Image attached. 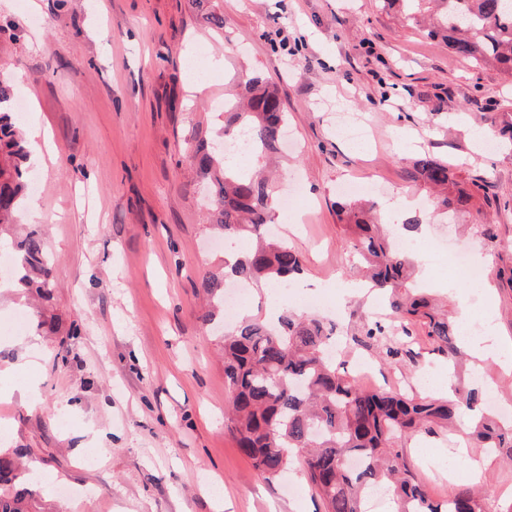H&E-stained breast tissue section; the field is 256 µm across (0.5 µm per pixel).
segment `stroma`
Instances as JSON below:
<instances>
[{
	"label": "stroma",
	"mask_w": 512,
	"mask_h": 512,
	"mask_svg": "<svg viewBox=\"0 0 512 512\" xmlns=\"http://www.w3.org/2000/svg\"><path fill=\"white\" fill-rule=\"evenodd\" d=\"M216 33L188 0H0V76L14 84L28 116L46 127L58 165L30 162L41 178L38 223L54 256L49 308L0 288V317L41 311L56 321L41 365L26 364L39 333L0 339V452L21 451L28 468L70 491L41 492L64 512H323L298 470L268 482L226 428L230 392L218 338L197 320L200 273L224 257L207 228V189L184 153L215 142L224 98L247 76L276 82L290 115L288 149L274 188L302 193L282 214L299 230L288 242L304 258V291L337 303L346 342L337 358L350 373L373 365L374 386L417 394L418 377L447 375L427 338L420 363L379 364L376 350L349 344L364 325L390 322L381 295L344 296L357 279L336 215L341 185L373 182L379 206L403 196L420 210L416 279L448 311L491 320L512 344V144L472 146L469 128L512 124V75L453 54L408 26L384 0H215ZM224 68L201 94L190 90L185 57ZM357 113L365 145L340 134L336 109ZM448 159L458 181L481 179L460 223L435 217L431 194L406 179L413 158ZM492 225L495 241L473 225ZM453 231L483 256L491 297L450 283L448 266L422 249ZM289 288H251L242 313L298 312ZM77 336H69L70 325ZM38 383L39 399L20 391ZM67 415L68 427L58 418ZM407 457L433 500L448 498L465 474L442 464L448 439L405 441Z\"/></svg>",
	"instance_id": "1"
}]
</instances>
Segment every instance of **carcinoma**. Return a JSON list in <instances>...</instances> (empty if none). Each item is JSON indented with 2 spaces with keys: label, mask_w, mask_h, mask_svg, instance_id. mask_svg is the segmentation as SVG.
Here are the masks:
<instances>
[{
  "label": "carcinoma",
  "mask_w": 512,
  "mask_h": 512,
  "mask_svg": "<svg viewBox=\"0 0 512 512\" xmlns=\"http://www.w3.org/2000/svg\"><path fill=\"white\" fill-rule=\"evenodd\" d=\"M386 2L399 5L415 26L429 16L431 33L455 55L512 72V0ZM207 4L191 0L212 28L224 29V16ZM287 126L288 112L270 77L252 76L237 86L232 99L224 100V140L245 133L252 155L277 152ZM187 154L209 186L211 228L232 243L251 242L247 253L224 262L228 271L223 276L201 277L207 308L198 319L208 327L224 309V278L249 285L283 283L303 271V259L288 242L265 236L271 223L266 177L225 163L224 149L204 142L190 146ZM29 156L13 112V87L0 78V229L16 223ZM407 179L441 190L437 205L448 216L467 208L483 189L478 182L471 190L460 187L448 161L428 153L412 160ZM337 208L348 246L366 268L372 287L388 296L392 312L402 320L379 346V360L392 364L403 353L417 356L403 324L414 321L424 328L433 351L448 361V370L455 371L461 355L455 322L437 312L415 285L412 258L395 248L394 236L379 224L373 206L348 200ZM9 248L18 281L38 298L51 300V259L39 230L29 229ZM337 330L333 321L291 313L273 326L246 317L224 336V382L231 393L227 430L261 477L278 478L294 456L302 461L303 476L323 501L324 512H366L367 490L377 485L391 491L393 512H490L486 497L467 484L457 486L448 499L434 501L413 474L403 443L411 436L438 434L464 408L471 421L457 430L458 440L491 457L512 459V422L486 414L475 389L451 401L360 387L326 352ZM385 331L374 322L356 341L370 348ZM28 474L14 458L0 454V512H45L20 488Z\"/></svg>",
  "instance_id": "obj_1"
}]
</instances>
